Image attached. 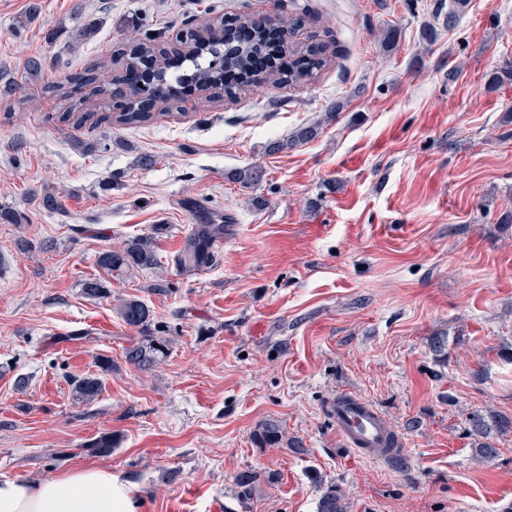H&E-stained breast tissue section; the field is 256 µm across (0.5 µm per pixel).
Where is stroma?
Wrapping results in <instances>:
<instances>
[{
    "instance_id": "obj_1",
    "label": "stroma",
    "mask_w": 512,
    "mask_h": 512,
    "mask_svg": "<svg viewBox=\"0 0 512 512\" xmlns=\"http://www.w3.org/2000/svg\"><path fill=\"white\" fill-rule=\"evenodd\" d=\"M436 2L0 0V211L19 218L0 220V478L99 461L140 512H316L323 483L349 512L512 507V432L490 435L492 460L467 432L474 411L512 418V84H489L512 61V0H468L452 27ZM207 15L303 18L300 41L331 64L112 121L88 71L127 58L133 31L173 60ZM79 98L87 119L61 121ZM249 165L265 171L254 188L230 178ZM209 211L228 225L220 260L179 274L170 259ZM158 224L168 292L147 270L84 293L102 252ZM133 297L170 342L149 371L126 361L141 334L114 311ZM85 328L96 341H71ZM93 372L99 397L76 403L71 376ZM342 392L386 416L402 465L344 445L326 409ZM268 419L286 444L255 440ZM104 435L118 446L101 457Z\"/></svg>"
}]
</instances>
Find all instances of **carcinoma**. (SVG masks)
Listing matches in <instances>:
<instances>
[{
    "label": "carcinoma",
    "mask_w": 512,
    "mask_h": 512,
    "mask_svg": "<svg viewBox=\"0 0 512 512\" xmlns=\"http://www.w3.org/2000/svg\"><path fill=\"white\" fill-rule=\"evenodd\" d=\"M255 32V40L249 47H236L224 40V18L205 19L209 32L207 46L191 57V78L204 90H224L228 93H247L264 83L287 81L303 85L313 79L326 66L329 59L323 51L311 50V45L288 40L285 53L279 63L269 68L263 75L253 74V55L260 47L266 26L258 19L247 21ZM230 68L239 72L240 80L231 86L224 84V70ZM88 81L103 95L118 89L122 76L101 70L91 75ZM321 127L318 124L299 127L292 135L291 142L305 143L318 137ZM264 171L258 166L238 169L231 174L235 182L248 188L259 184ZM224 217L213 213L198 224L191 225L182 240L180 248L171 258V264L184 275H193L215 265L220 248L224 243ZM168 228L159 226L148 236L134 237L116 250H107L99 255L98 265L108 273L132 276L140 271L154 270L161 266L158 246ZM117 312L128 326L145 332L142 339L127 348L126 360L140 369H148L167 357L168 341L149 334L154 316L152 310L139 299H124L117 305ZM75 399L80 403L94 401L102 390L100 378L95 374L76 377L72 381ZM470 435L488 438L492 432L506 433L512 429V419L499 415L486 416L478 411L468 419ZM284 429L279 421L269 419L256 432V439L269 446L282 442ZM257 476L250 470L240 472L235 479L237 497L242 507H247ZM317 512H348V502L333 485L322 491Z\"/></svg>",
    "instance_id": "carcinoma-1"
}]
</instances>
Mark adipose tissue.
Here are the masks:
<instances>
[{"instance_id": "1", "label": "adipose tissue", "mask_w": 512, "mask_h": 512, "mask_svg": "<svg viewBox=\"0 0 512 512\" xmlns=\"http://www.w3.org/2000/svg\"><path fill=\"white\" fill-rule=\"evenodd\" d=\"M140 508L131 486L108 467L79 466L44 482L0 478V512H139Z\"/></svg>"}]
</instances>
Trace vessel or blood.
Returning a JSON list of instances; mask_svg holds the SVG:
<instances>
[{
  "label": "vessel or blood",
  "mask_w": 512,
  "mask_h": 512,
  "mask_svg": "<svg viewBox=\"0 0 512 512\" xmlns=\"http://www.w3.org/2000/svg\"><path fill=\"white\" fill-rule=\"evenodd\" d=\"M331 415L346 446L369 459L385 460L387 424L375 404L341 393L331 405Z\"/></svg>",
  "instance_id": "obj_1"
}]
</instances>
